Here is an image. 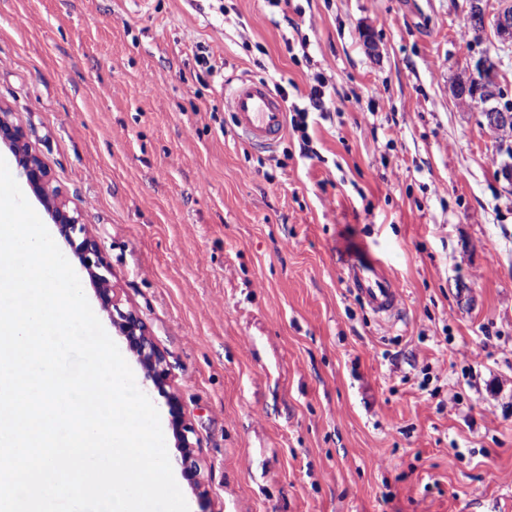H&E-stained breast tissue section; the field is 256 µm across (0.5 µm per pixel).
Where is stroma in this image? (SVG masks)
I'll use <instances>...</instances> for the list:
<instances>
[{
  "label": "stroma",
  "mask_w": 512,
  "mask_h": 512,
  "mask_svg": "<svg viewBox=\"0 0 512 512\" xmlns=\"http://www.w3.org/2000/svg\"><path fill=\"white\" fill-rule=\"evenodd\" d=\"M468 8L0 0V106L167 357L190 512H512V186L452 92L485 57L512 98V47L457 50ZM318 76L316 158L237 135L225 83L303 106ZM353 244L400 284L393 324L349 283Z\"/></svg>",
  "instance_id": "stroma-1"
}]
</instances>
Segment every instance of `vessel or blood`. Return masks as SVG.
Returning <instances> with one entry per match:
<instances>
[{
	"mask_svg": "<svg viewBox=\"0 0 512 512\" xmlns=\"http://www.w3.org/2000/svg\"><path fill=\"white\" fill-rule=\"evenodd\" d=\"M224 106L238 131L256 146H273L284 133V101L266 81L241 79L225 95ZM346 268L353 288L379 319L396 315L401 289L377 259L363 251L352 256Z\"/></svg>",
	"mask_w": 512,
	"mask_h": 512,
	"instance_id": "vessel-or-blood-1",
	"label": "vessel or blood"
}]
</instances>
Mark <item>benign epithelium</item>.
<instances>
[{
    "label": "benign epithelium",
    "instance_id": "7a95c632",
    "mask_svg": "<svg viewBox=\"0 0 512 512\" xmlns=\"http://www.w3.org/2000/svg\"><path fill=\"white\" fill-rule=\"evenodd\" d=\"M469 13L480 21V27H491L502 45L512 44V0H495L493 9L487 0H470ZM475 69L477 76L457 86L454 96L463 105L477 107L483 118V127L512 152L509 144L512 140V109L496 102L493 64L481 58ZM0 145L12 153L20 176L78 256L82 269L96 286L102 310L123 338L127 349L136 357L144 382L166 398L183 474L197 493L205 496L201 467L195 453L196 442L192 439L194 429L184 418L178 396L170 390V373L164 352L136 311L121 307V300L112 288V269L99 240L82 221L81 211L70 206L53 186L50 170L32 146L25 128L15 120L13 113L1 107Z\"/></svg>",
    "mask_w": 512,
    "mask_h": 512
}]
</instances>
